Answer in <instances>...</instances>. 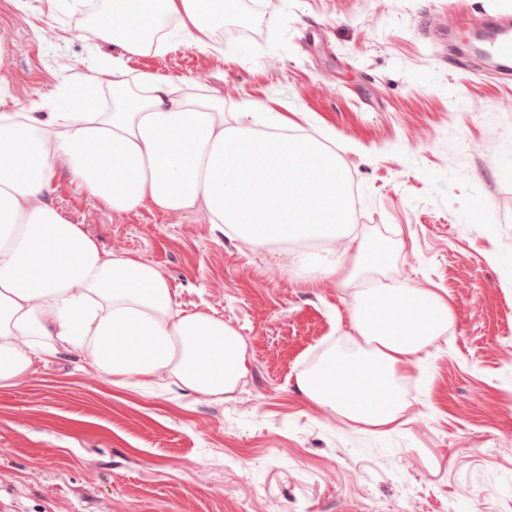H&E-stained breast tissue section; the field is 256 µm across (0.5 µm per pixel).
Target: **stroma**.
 <instances>
[{
    "label": "stroma",
    "mask_w": 512,
    "mask_h": 512,
    "mask_svg": "<svg viewBox=\"0 0 512 512\" xmlns=\"http://www.w3.org/2000/svg\"><path fill=\"white\" fill-rule=\"evenodd\" d=\"M436 0H235L224 49L127 58L228 121L259 112L336 147L356 218L404 278L446 294V342L400 384L387 434L297 386L350 330L340 284L305 288L280 250L145 206L117 220L60 173L54 194L107 250L151 262L179 307L243 337L248 373L216 400L115 386L85 358L0 388V512H512V83L438 62ZM0 113L66 112V85L112 52L72 0H0Z\"/></svg>",
    "instance_id": "stroma-1"
}]
</instances>
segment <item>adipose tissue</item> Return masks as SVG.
Here are the masks:
<instances>
[{"instance_id": "ef3b65f1", "label": "adipose tissue", "mask_w": 512, "mask_h": 512, "mask_svg": "<svg viewBox=\"0 0 512 512\" xmlns=\"http://www.w3.org/2000/svg\"><path fill=\"white\" fill-rule=\"evenodd\" d=\"M125 24L111 36L112 108L85 87L72 111L0 113V388L37 363L82 355L116 385L171 381L201 396L232 392L248 370L235 329L179 308L150 262L107 251L71 223L53 196L66 167L90 196L124 216L144 206L203 212L218 232L251 246L290 245L291 271L309 287L340 281L351 331L301 374L314 405L384 428L403 417L399 384L454 323L446 296L390 273L349 220L351 178L325 145L253 112L236 122L224 100L171 82L128 76L122 58L174 39L202 52L222 39V0H112Z\"/></svg>"}]
</instances>
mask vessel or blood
I'll use <instances>...</instances> for the list:
<instances>
[{"label": "vessel or blood", "instance_id": "vessel-or-blood-1", "mask_svg": "<svg viewBox=\"0 0 512 512\" xmlns=\"http://www.w3.org/2000/svg\"><path fill=\"white\" fill-rule=\"evenodd\" d=\"M427 34L448 46V61L460 66L479 58L487 69L501 76L512 75V16L483 12L479 27L429 26Z\"/></svg>", "mask_w": 512, "mask_h": 512}]
</instances>
